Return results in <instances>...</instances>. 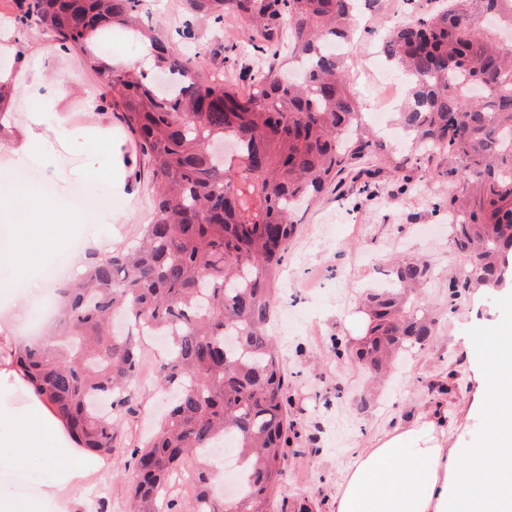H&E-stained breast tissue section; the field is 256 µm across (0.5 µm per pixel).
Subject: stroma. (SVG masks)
Segmentation results:
<instances>
[{
    "mask_svg": "<svg viewBox=\"0 0 512 512\" xmlns=\"http://www.w3.org/2000/svg\"><path fill=\"white\" fill-rule=\"evenodd\" d=\"M438 4L361 0L359 29L344 63L362 112H383L395 120L406 91L390 92L381 83L388 67L382 41L391 26L434 12ZM143 19L174 37L204 73L223 74L242 89L257 71L287 61L286 53L259 48L243 19L229 15L222 24H210L189 16L182 0H144ZM187 27L193 32L189 39L182 36ZM383 135L393 141L395 158L405 162L403 169L366 161L363 179L348 178L331 186L302 212L276 285L270 331L288 376L293 427L272 512H295L302 503L312 512H330L358 449L370 447L426 410L447 414L449 436H463L468 445L482 439V426L466 435L460 429L459 411L474 393L463 339L492 335L500 323L512 322V292L465 295L456 308H449L448 277L459 263L448 229V194L457 180V163L444 154L409 162L407 140L390 128ZM129 179L136 196L131 214L102 183L77 180L60 192L70 199L86 198L88 233L121 239L128 247L153 217L154 191L143 158H136ZM396 256L428 260L431 276L422 295L436 320V336L424 348L407 353L389 378L377 381L363 374L352 355L336 357L334 347L339 340L351 342L349 315L359 309L367 289L387 280L389 261ZM159 360L158 346L145 344L123 409L121 446L104 458L102 469L81 489L80 512H132L129 450L165 408V394L156 381ZM448 382L452 392L440 393V385Z\"/></svg>",
    "mask_w": 512,
    "mask_h": 512,
    "instance_id": "1",
    "label": "stroma"
}]
</instances>
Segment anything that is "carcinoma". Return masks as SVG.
I'll return each instance as SVG.
<instances>
[{"instance_id":"obj_1","label":"carcinoma","mask_w":512,"mask_h":512,"mask_svg":"<svg viewBox=\"0 0 512 512\" xmlns=\"http://www.w3.org/2000/svg\"><path fill=\"white\" fill-rule=\"evenodd\" d=\"M143 0H25V20L76 49L87 33L115 21L139 24ZM356 0H183L213 24L235 14L264 45L288 36L290 58L310 66L253 78L245 93L205 76L194 58L149 26L163 75L183 82L155 88L151 74L97 73L152 173V221L139 243L106 259L89 255L64 289L53 328L19 362L37 393L97 455L116 447L121 409L141 361L143 336H164L161 389L175 399L143 444L131 451L132 512H271L288 447L283 363L269 335L275 281L301 209L343 175L357 178L366 157L389 155L363 129L340 56L326 49L354 31ZM512 25V0H441L427 16L392 27L382 46L404 70L407 102L398 119L426 152L447 154L461 178L448 198L450 243L461 257L448 301L490 296L512 283V40L483 32L479 19ZM231 140L240 165L211 151ZM430 276L426 261L394 265L386 288L366 294L365 337L355 354L382 372L401 350L434 336L435 321L409 303ZM231 437L246 489L233 502L214 492L204 448ZM198 458L195 500L167 498L186 456Z\"/></svg>"}]
</instances>
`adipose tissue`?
I'll return each mask as SVG.
<instances>
[{"mask_svg": "<svg viewBox=\"0 0 512 512\" xmlns=\"http://www.w3.org/2000/svg\"><path fill=\"white\" fill-rule=\"evenodd\" d=\"M116 23L90 32L82 50L103 70H147L155 59L150 41L139 37L137 56L112 52L114 36L127 34ZM73 49L48 36L30 39L21 23L0 20V261L29 290L43 287L37 265L69 249L83 237L87 251L105 258L112 242L87 236L83 212L60 198L18 182L21 163L39 162L46 181L68 184L73 177L105 183L111 195L129 200L135 160L127 138L112 126V111L89 85L67 77ZM79 99L83 122L70 118L68 104ZM58 225L56 234L46 225ZM475 394L461 408L463 421L489 418L480 446L451 441L445 419L426 411L360 449L332 502V512H512V328L496 330L494 342L468 337ZM22 349L8 326L0 325V430L9 452H0V469L24 468L30 454L54 474L46 497L59 499L62 512H75V490L96 473L100 461L71 438L47 402L30 395L25 408L10 399L23 386L16 358Z\"/></svg>", "mask_w": 512, "mask_h": 512, "instance_id": "1", "label": "adipose tissue"}]
</instances>
